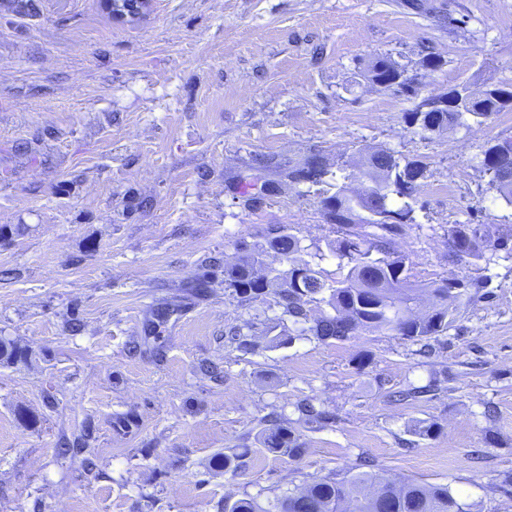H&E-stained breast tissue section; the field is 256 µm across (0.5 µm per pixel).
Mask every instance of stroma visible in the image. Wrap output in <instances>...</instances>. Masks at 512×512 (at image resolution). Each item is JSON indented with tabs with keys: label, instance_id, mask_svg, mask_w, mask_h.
Masks as SVG:
<instances>
[{
	"label": "stroma",
	"instance_id": "obj_1",
	"mask_svg": "<svg viewBox=\"0 0 512 512\" xmlns=\"http://www.w3.org/2000/svg\"><path fill=\"white\" fill-rule=\"evenodd\" d=\"M33 2L0 0V341L17 353L0 360V512L268 510L366 458L512 512V255L493 253L426 353L384 331L323 342L274 295L224 287L274 224L300 239L296 262L344 274L320 201L368 147L425 167L396 240L412 281L463 275L449 225L512 233L481 165L512 111L424 133L404 120L413 99L366 78L387 55L422 98L512 82V0H152L136 23L102 0ZM314 154L323 184L281 173ZM242 176L280 188L253 206L230 189ZM272 412L297 457L260 444Z\"/></svg>",
	"mask_w": 512,
	"mask_h": 512
}]
</instances>
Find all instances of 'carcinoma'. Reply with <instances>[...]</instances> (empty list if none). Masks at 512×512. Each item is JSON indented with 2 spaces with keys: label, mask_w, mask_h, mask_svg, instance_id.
I'll return each instance as SVG.
<instances>
[{
  "label": "carcinoma",
  "mask_w": 512,
  "mask_h": 512,
  "mask_svg": "<svg viewBox=\"0 0 512 512\" xmlns=\"http://www.w3.org/2000/svg\"><path fill=\"white\" fill-rule=\"evenodd\" d=\"M404 73L403 65L387 57L371 61L366 71L376 85L418 96L417 89L403 79ZM426 106V100L418 102L404 113L405 122L432 133L481 125L512 109V85L488 88L470 107L464 102L439 110ZM482 166L497 198L512 206V138L488 143ZM424 172L425 167L417 161L402 164L391 151L377 149L357 169L360 190L341 185L321 200L325 220L336 233L327 246L348 267L343 277L329 283L309 264L293 265L285 271L266 269L261 252L245 243L236 262L224 266V287L246 300L274 294L283 314L295 323L309 322L305 299L328 294L327 304L333 313L312 321L307 328L320 341H347L361 330H384L419 342L448 332L453 323L449 308L441 305L417 316L411 307L414 292L421 288L443 302L450 298L454 285L460 287L459 297L470 288L485 287L487 277L480 271L484 270L481 262L486 260V251L512 252V234L501 235L489 224H452L447 232L448 261L463 266L467 274L421 285L411 281L410 258L395 248V240L404 227L415 223L419 180ZM325 175V165L317 156L288 165L291 182L318 185ZM392 194L400 200L397 207L390 203ZM266 245L285 260L301 251L300 239L281 225L267 229ZM260 442L281 455L294 456L301 448L294 430L275 419L261 431ZM466 508L447 487L392 481L367 471L316 481L288 493L276 505L277 512H466ZM224 512L268 510L253 498H240L225 500Z\"/></svg>",
  "instance_id": "1"
}]
</instances>
